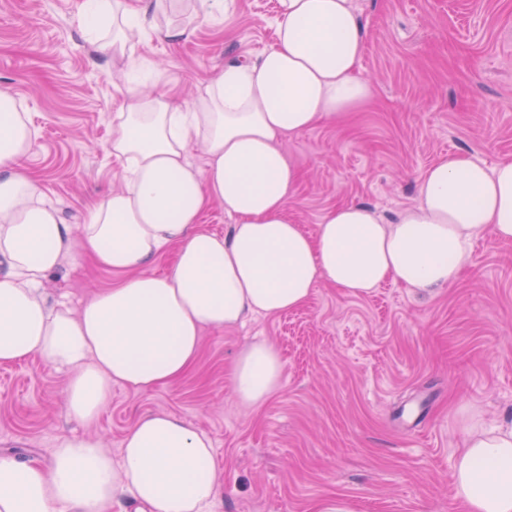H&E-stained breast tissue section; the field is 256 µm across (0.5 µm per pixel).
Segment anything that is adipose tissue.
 Segmentation results:
<instances>
[{"mask_svg": "<svg viewBox=\"0 0 512 512\" xmlns=\"http://www.w3.org/2000/svg\"><path fill=\"white\" fill-rule=\"evenodd\" d=\"M186 10V0H95L82 23L93 31L111 19L122 56L162 16L160 35L180 41L174 18ZM364 49L354 0H278L273 46L225 66L196 104L127 86L111 145L127 184L77 234L27 173L34 132L0 90V364L37 355L67 371L68 413L86 422L115 385L148 391L181 378L206 329L302 308L322 282L352 297L388 281L451 285L480 235L512 240V161L433 164L417 205L392 222L356 203L334 207L311 234L289 219L299 173L280 142L370 100L356 73ZM214 202L233 220L227 234L200 222ZM169 249L166 274L142 272ZM78 251L123 279L75 310L49 302L43 284ZM283 369L273 346L245 348L233 369L238 400L264 404ZM452 482L463 512H512V426L467 429ZM223 491L211 439L172 414L139 419L116 455L70 436L45 465L0 456V512H112L126 495L135 512H214Z\"/></svg>", "mask_w": 512, "mask_h": 512, "instance_id": "1", "label": "adipose tissue"}]
</instances>
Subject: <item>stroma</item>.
Returning <instances> with one entry per match:
<instances>
[{
	"label": "stroma",
	"instance_id": "stroma-1",
	"mask_svg": "<svg viewBox=\"0 0 512 512\" xmlns=\"http://www.w3.org/2000/svg\"><path fill=\"white\" fill-rule=\"evenodd\" d=\"M369 105L284 139L301 172L288 216L314 232L343 203L387 221L416 205L425 171L444 159L512 160V0H357ZM85 0H0V88L37 137L27 166L64 223L124 185L111 152L125 76L144 94L175 85L192 103L229 63L274 42L277 0H227L170 43L146 35L132 59L98 52ZM121 280L75 252L45 281L72 307ZM265 342L284 361L261 408L236 398L241 350ZM69 376L32 356L0 365V455L45 462L61 439L90 436L118 452L144 415L173 414L212 439L224 473L216 512H460L452 469L470 418L512 424V241L486 233L459 280L419 290L385 283L365 297L319 283L303 308L204 331L178 382L116 385L80 423Z\"/></svg>",
	"mask_w": 512,
	"mask_h": 512
}]
</instances>
